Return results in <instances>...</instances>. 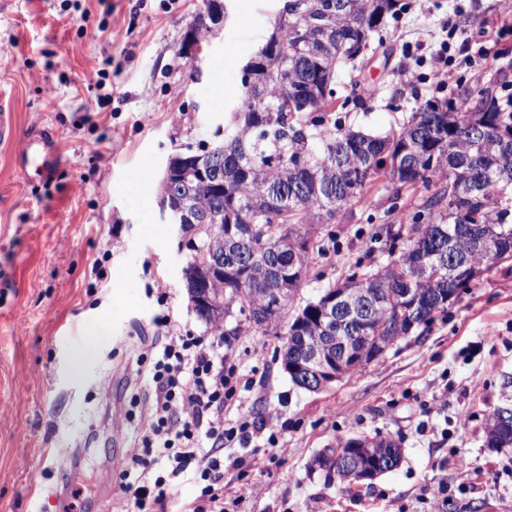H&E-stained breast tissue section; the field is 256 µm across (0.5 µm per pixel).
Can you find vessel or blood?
Returning <instances> with one entry per match:
<instances>
[{
  "label": "vessel or blood",
  "instance_id": "obj_1",
  "mask_svg": "<svg viewBox=\"0 0 512 512\" xmlns=\"http://www.w3.org/2000/svg\"><path fill=\"white\" fill-rule=\"evenodd\" d=\"M0 143L15 148L17 166H35L42 176H49L57 166V145L51 130L36 135L21 134L9 105L0 100Z\"/></svg>",
  "mask_w": 512,
  "mask_h": 512
}]
</instances>
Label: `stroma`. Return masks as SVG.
Listing matches in <instances>:
<instances>
[{
	"label": "stroma",
	"instance_id": "1",
	"mask_svg": "<svg viewBox=\"0 0 512 512\" xmlns=\"http://www.w3.org/2000/svg\"><path fill=\"white\" fill-rule=\"evenodd\" d=\"M410 2L374 34L361 73L339 70V97L363 98L337 109L344 128L386 134L436 96L423 76L448 23L464 25L451 89L486 84L501 67L494 42L512 0ZM224 5L196 55L204 0H0V92L21 133L53 129L61 158L46 181L0 145V512H62L74 489L89 512H137L113 466L143 434L135 421L113 427L131 408L127 367L156 342L162 316L208 333L184 286L192 252L159 209L162 169L211 141L282 0ZM386 205L373 186L341 223L317 226L327 246L303 299L386 263L371 242ZM236 324L224 322L238 377L226 416L263 429L258 464L224 471L225 500L243 480L259 490L237 512H512V446L489 447L485 433L490 411L512 406V268H494L427 329L318 392L284 371L275 329L235 336ZM379 434L402 455L373 480H331L312 464L339 440Z\"/></svg>",
	"mask_w": 512,
	"mask_h": 512
}]
</instances>
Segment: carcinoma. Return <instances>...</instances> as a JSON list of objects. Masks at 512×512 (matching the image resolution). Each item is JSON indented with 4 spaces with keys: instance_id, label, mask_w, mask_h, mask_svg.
<instances>
[{
    "instance_id": "carcinoma-1",
    "label": "carcinoma",
    "mask_w": 512,
    "mask_h": 512,
    "mask_svg": "<svg viewBox=\"0 0 512 512\" xmlns=\"http://www.w3.org/2000/svg\"><path fill=\"white\" fill-rule=\"evenodd\" d=\"M328 0H284L298 4L288 19L275 20L281 43L292 44L298 25L333 28L330 49L310 61L289 53L257 50L252 80L241 77L242 96L211 142L208 170L200 174L186 163L177 178L160 184L161 196L187 199L195 223L185 229L194 251L184 268L185 288L202 302L197 318L223 335L240 336L301 320L303 333L280 349L291 359L304 342L322 335L311 303L288 316L293 298L270 311L265 289L272 268L282 284L302 288L314 253L325 246L305 225L339 218L363 191L376 184L388 192L380 223L409 224L406 247L387 264L325 289L359 303L345 308L336 335L398 336L411 327L427 328L448 309V288L460 292L490 269L512 267V110L500 99L512 98V80L500 76L455 97L421 104L406 123L385 136L343 130L331 111L336 101V70L355 64L370 47L387 17L405 9L399 0H345L332 18ZM288 72V83L280 80ZM419 195L412 211L402 209L403 193ZM495 234L479 246L477 241ZM221 264L224 272H208ZM247 312L245 325L224 331L234 304Z\"/></svg>"
}]
</instances>
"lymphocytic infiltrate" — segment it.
Instances as JSON below:
<instances>
[{
    "instance_id": "f902f5d3",
    "label": "lymphocytic infiltrate",
    "mask_w": 512,
    "mask_h": 512,
    "mask_svg": "<svg viewBox=\"0 0 512 512\" xmlns=\"http://www.w3.org/2000/svg\"><path fill=\"white\" fill-rule=\"evenodd\" d=\"M220 333H166L159 348L141 356L147 393L138 400L144 435L121 468L122 487L132 492L139 512H228L224 467L239 465L229 448L247 444L251 424L224 417L235 395V366L224 354ZM191 477L197 496L176 505L170 487Z\"/></svg>"
}]
</instances>
